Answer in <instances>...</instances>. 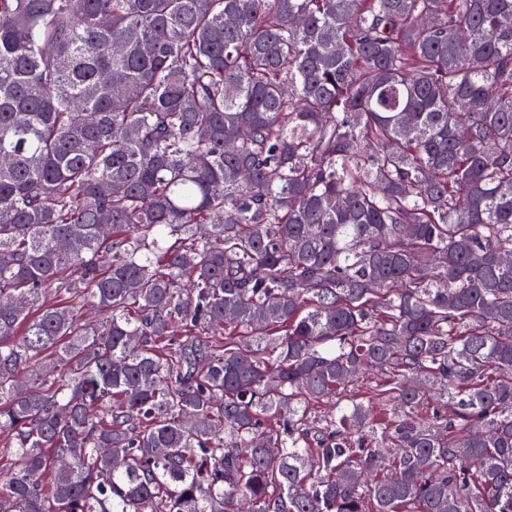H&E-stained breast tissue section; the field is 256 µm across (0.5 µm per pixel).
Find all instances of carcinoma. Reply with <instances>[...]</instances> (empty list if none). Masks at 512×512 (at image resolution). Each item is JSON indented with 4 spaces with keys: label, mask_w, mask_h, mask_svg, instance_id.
Returning a JSON list of instances; mask_svg holds the SVG:
<instances>
[{
    "label": "carcinoma",
    "mask_w": 512,
    "mask_h": 512,
    "mask_svg": "<svg viewBox=\"0 0 512 512\" xmlns=\"http://www.w3.org/2000/svg\"><path fill=\"white\" fill-rule=\"evenodd\" d=\"M508 254L512 0H0V512H512Z\"/></svg>",
    "instance_id": "carcinoma-1"
}]
</instances>
